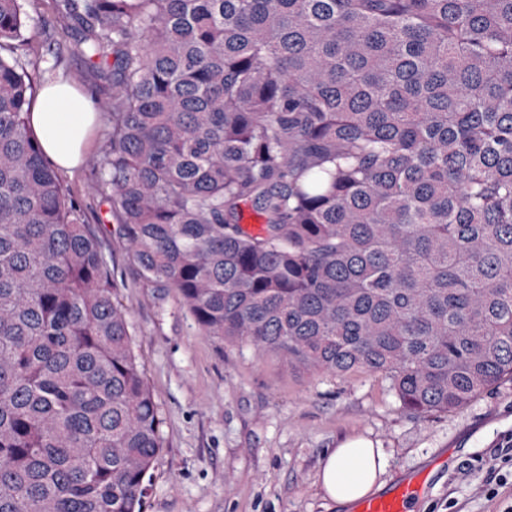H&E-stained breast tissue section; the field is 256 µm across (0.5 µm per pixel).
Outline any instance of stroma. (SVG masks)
<instances>
[{"label": "stroma", "mask_w": 512, "mask_h": 512, "mask_svg": "<svg viewBox=\"0 0 512 512\" xmlns=\"http://www.w3.org/2000/svg\"><path fill=\"white\" fill-rule=\"evenodd\" d=\"M26 10L36 27L23 55L35 67L34 92L68 82L101 111L85 163L58 177L120 286L161 419L164 447L146 512H351L318 481L325 454L351 437L382 449L389 482L447 459L416 512H503L512 504V483L493 499L483 491L487 468L512 446V380L461 408L416 416L380 375L299 371L246 345L219 346L200 333L176 289L143 277L122 224L91 190L109 145L112 72L86 62L54 0H27Z\"/></svg>", "instance_id": "35a3bbf8"}]
</instances>
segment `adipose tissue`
I'll return each mask as SVG.
<instances>
[{"mask_svg": "<svg viewBox=\"0 0 512 512\" xmlns=\"http://www.w3.org/2000/svg\"><path fill=\"white\" fill-rule=\"evenodd\" d=\"M97 120L94 103L68 84L46 86L34 102L29 125L45 156L62 170L79 168L88 152ZM381 449L364 439H349L330 450L319 471L324 494L347 506L385 485Z\"/></svg>", "mask_w": 512, "mask_h": 512, "instance_id": "ef3b65f1", "label": "adipose tissue"}]
</instances>
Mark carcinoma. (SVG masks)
I'll list each match as a JSON object with an SVG mask.
<instances>
[{"label":"carcinoma","instance_id":"cac0c4a2","mask_svg":"<svg viewBox=\"0 0 512 512\" xmlns=\"http://www.w3.org/2000/svg\"><path fill=\"white\" fill-rule=\"evenodd\" d=\"M56 9L90 64L113 61L93 191L202 335L366 368L418 415L512 379V0ZM34 30L0 0V512H144L160 420L27 125Z\"/></svg>","mask_w":512,"mask_h":512}]
</instances>
